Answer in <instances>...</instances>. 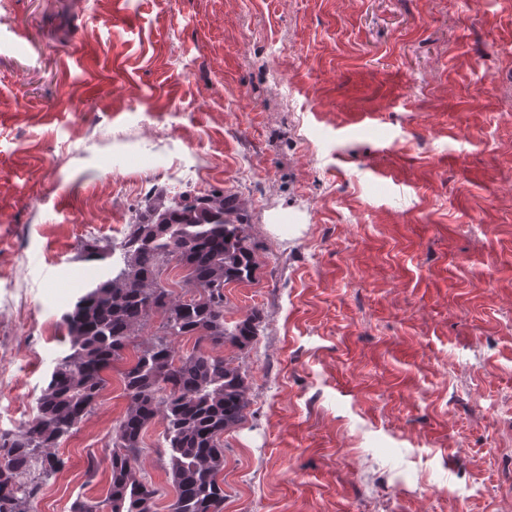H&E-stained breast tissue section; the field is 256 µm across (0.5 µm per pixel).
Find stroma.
I'll list each match as a JSON object with an SVG mask.
<instances>
[{
  "instance_id": "obj_1",
  "label": "stroma",
  "mask_w": 512,
  "mask_h": 512,
  "mask_svg": "<svg viewBox=\"0 0 512 512\" xmlns=\"http://www.w3.org/2000/svg\"><path fill=\"white\" fill-rule=\"evenodd\" d=\"M151 191L238 196L256 245L224 512H512V0H0V431ZM136 353L38 512L105 498Z\"/></svg>"
}]
</instances>
